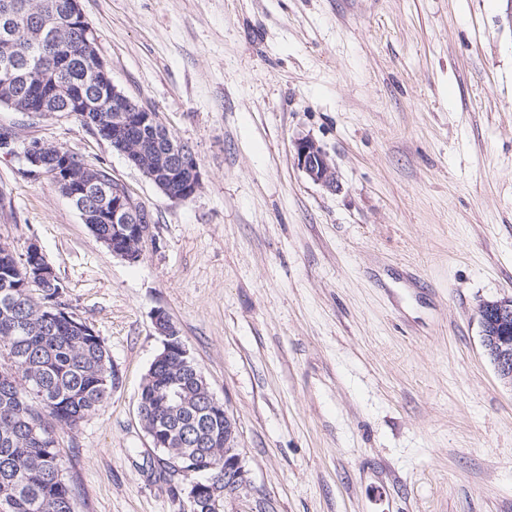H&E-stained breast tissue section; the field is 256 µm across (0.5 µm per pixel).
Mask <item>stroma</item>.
I'll use <instances>...</instances> for the list:
<instances>
[{
    "label": "stroma",
    "instance_id": "obj_1",
    "mask_svg": "<svg viewBox=\"0 0 512 512\" xmlns=\"http://www.w3.org/2000/svg\"><path fill=\"white\" fill-rule=\"evenodd\" d=\"M113 83L189 144L169 200L77 113L0 106V244L37 245L119 375L57 447L75 512H180L138 415L164 310L237 423L228 512H512V387L481 301L512 296V0H80ZM315 140L337 187L312 182ZM151 213L112 255L24 147ZM297 166L313 182L332 189L337 186L336 168L328 153L313 139L300 138L295 142Z\"/></svg>",
    "mask_w": 512,
    "mask_h": 512
}]
</instances>
